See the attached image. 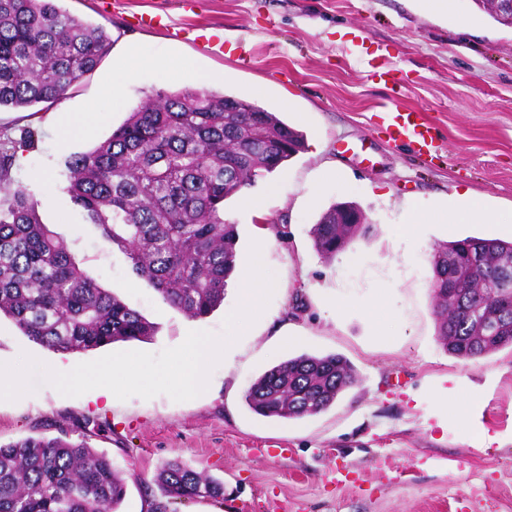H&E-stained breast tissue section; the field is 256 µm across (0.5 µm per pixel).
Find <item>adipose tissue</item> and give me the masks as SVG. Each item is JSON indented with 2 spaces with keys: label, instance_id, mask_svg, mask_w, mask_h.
Returning <instances> with one entry per match:
<instances>
[{
  "label": "adipose tissue",
  "instance_id": "1",
  "mask_svg": "<svg viewBox=\"0 0 512 512\" xmlns=\"http://www.w3.org/2000/svg\"><path fill=\"white\" fill-rule=\"evenodd\" d=\"M406 215L403 230L409 236L419 235L431 224L458 220L480 221L496 230L501 227L497 215L489 212L478 196L468 190L453 193L447 200L425 210L407 208ZM258 236V246L236 274L239 308L231 315L230 322L236 331L243 334L260 328H274L276 335L282 336L284 346L288 347L298 340L302 331L288 318L270 312L266 307L267 296L280 288L278 281L268 275L264 264L266 246L274 241L275 236L268 227L261 228ZM235 349V342L229 336L216 343L201 335L188 334L178 369L171 376L172 382L196 393L209 392L210 364L219 358L232 360Z\"/></svg>",
  "mask_w": 512,
  "mask_h": 512
}]
</instances>
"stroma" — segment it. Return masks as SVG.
Returning <instances> with one entry per match:
<instances>
[{
	"instance_id": "stroma-1",
	"label": "stroma",
	"mask_w": 512,
	"mask_h": 512,
	"mask_svg": "<svg viewBox=\"0 0 512 512\" xmlns=\"http://www.w3.org/2000/svg\"><path fill=\"white\" fill-rule=\"evenodd\" d=\"M61 5L103 27L112 47L54 104L0 110V132L37 133L12 180L40 200L43 223L89 275L156 332L59 356L1 318L0 364L17 369L25 389L0 396V444L31 435L75 439L83 420L97 421L103 431L90 444L126 480L119 512H147L149 500L162 499L155 475L176 458L224 483L223 503L198 499L177 512H512V349L470 360L449 355L437 339L430 288L437 243L494 234L485 224L458 223L432 227L421 239L398 235L405 204L424 209L458 189L484 196L503 222L512 221V29L473 0H456L445 19L424 0H117L107 13L100 0ZM194 25L223 42V54L189 34ZM176 27L185 30L178 39ZM128 53L141 68L105 95ZM374 66L400 84L371 78ZM195 68L211 73L210 90L254 101L306 141L250 186L265 201L262 212H242L236 196L224 202L225 221L239 229L240 256L253 248L258 227L278 230L265 265L284 291L269 295L267 307L305 335L288 349L267 333L240 337L232 365H210L208 396L166 378L188 331L223 340L233 289L206 317L184 315L132 272L62 191L71 155L107 139L146 96L189 88ZM393 100L427 115L442 152L421 157L369 125L368 116ZM52 111L82 116L88 127L60 131L46 120ZM327 161L338 163L342 182L319 181ZM340 201L357 203L369 224L351 245L362 255L355 266L325 259L313 245V225ZM383 281L395 310L388 342L374 336L361 310ZM343 296L354 307L338 322L331 303ZM302 353L343 356L357 385L316 415L286 420L251 411L252 383ZM55 357L82 373L77 387L60 388L36 365ZM118 362L137 372L111 381L112 396L103 398L97 373ZM88 366L95 374L85 375ZM470 389L482 397L463 430L436 400ZM483 433L502 436V444L477 449Z\"/></svg>"
}]
</instances>
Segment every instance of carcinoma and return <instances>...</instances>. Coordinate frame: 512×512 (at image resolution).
Listing matches in <instances>:
<instances>
[{
  "instance_id": "1",
  "label": "carcinoma",
  "mask_w": 512,
  "mask_h": 512,
  "mask_svg": "<svg viewBox=\"0 0 512 512\" xmlns=\"http://www.w3.org/2000/svg\"><path fill=\"white\" fill-rule=\"evenodd\" d=\"M112 45L100 26L59 6V0H0V108L53 104L90 74ZM31 129L0 142V314L29 341L57 352H86L146 339L153 326L96 281L43 224L40 203L10 188L18 149L33 147ZM303 135L246 100L206 89L158 93L130 112L112 135L70 157L63 191L86 221L123 251L132 271L175 309L202 317L224 301L235 269L238 225L224 222V200L274 171L300 151ZM341 202L325 210L311 234L316 251L334 257L354 237L336 224ZM485 264V288L466 291L460 312L434 311L448 354L481 357L512 347V335L487 330L486 311L512 307V287L499 269L512 262V242L467 236L436 246L431 287L446 288L455 268ZM358 376L338 355L301 354L265 371L245 400L265 417L316 415L355 386ZM100 425L82 424L79 440L29 436L0 445V512H118L125 479L87 439ZM155 481L169 505L224 501V483L178 460Z\"/></svg>"
}]
</instances>
